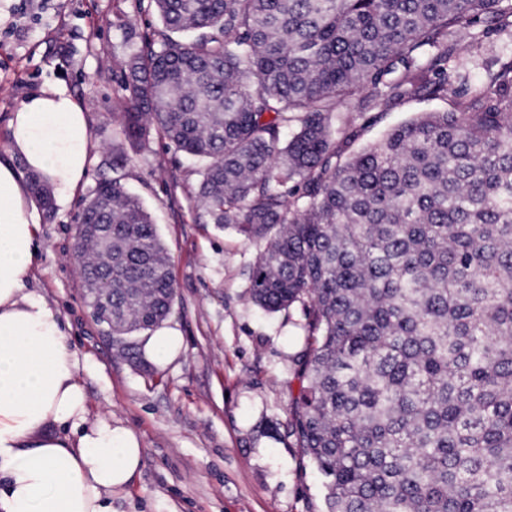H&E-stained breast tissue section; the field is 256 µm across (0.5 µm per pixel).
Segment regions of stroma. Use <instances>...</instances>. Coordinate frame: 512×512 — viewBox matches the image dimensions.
<instances>
[{
  "mask_svg": "<svg viewBox=\"0 0 512 512\" xmlns=\"http://www.w3.org/2000/svg\"><path fill=\"white\" fill-rule=\"evenodd\" d=\"M157 24L136 0H0V159L9 156L13 112L46 84L79 101L93 144L84 183L41 217L26 288L63 323L89 420L111 417L139 439L141 464L113 492L112 512H323L322 478L288 433L304 346L300 307L270 314L251 303L259 246L197 220L195 161L164 139L146 150L120 132L125 62ZM510 49L511 37L492 32L462 42L450 66L477 86ZM454 108V99L416 95L365 111L352 99L340 107L346 132L336 147L346 157L418 113ZM105 178L140 198L171 257L175 297L164 325L182 346L162 368L120 356L83 298L75 228Z\"/></svg>",
  "mask_w": 512,
  "mask_h": 512,
  "instance_id": "stroma-1",
  "label": "stroma"
}]
</instances>
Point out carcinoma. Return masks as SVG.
<instances>
[{
  "mask_svg": "<svg viewBox=\"0 0 512 512\" xmlns=\"http://www.w3.org/2000/svg\"><path fill=\"white\" fill-rule=\"evenodd\" d=\"M151 6L121 131L203 160L199 219L262 245L251 300L302 307L289 433L326 512H512V54L473 89L448 71L477 25L512 33V0ZM411 93L456 109L341 158L339 106ZM97 224L81 276L112 266V333L156 326L175 287L149 212L104 179L79 217Z\"/></svg>",
  "mask_w": 512,
  "mask_h": 512,
  "instance_id": "obj_1",
  "label": "carcinoma"
}]
</instances>
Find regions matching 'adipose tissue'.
Here are the masks:
<instances>
[{
  "instance_id": "1",
  "label": "adipose tissue",
  "mask_w": 512,
  "mask_h": 512,
  "mask_svg": "<svg viewBox=\"0 0 512 512\" xmlns=\"http://www.w3.org/2000/svg\"><path fill=\"white\" fill-rule=\"evenodd\" d=\"M9 128L23 166L0 161V512H110L112 491L141 463L140 443L108 418L88 421L61 321L25 289L41 220L26 179L41 177L69 200L87 173L88 120L72 95L46 86Z\"/></svg>"
}]
</instances>
